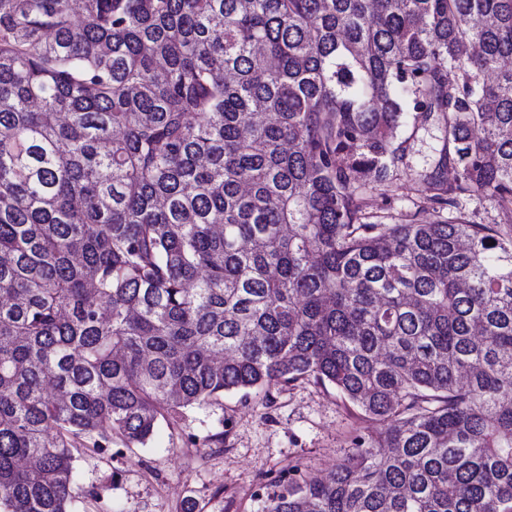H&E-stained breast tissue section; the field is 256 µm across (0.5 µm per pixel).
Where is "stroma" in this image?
I'll return each instance as SVG.
<instances>
[{
  "mask_svg": "<svg viewBox=\"0 0 512 512\" xmlns=\"http://www.w3.org/2000/svg\"><path fill=\"white\" fill-rule=\"evenodd\" d=\"M443 132L435 119L400 127L404 165L380 186L361 190L369 222L399 224L436 216L423 178L439 158ZM370 422L331 387L299 381L186 412L178 430L160 428L152 443L108 458L76 463V512H263L288 469L324 475ZM223 434L222 452L208 442Z\"/></svg>",
  "mask_w": 512,
  "mask_h": 512,
  "instance_id": "1",
  "label": "stroma"
}]
</instances>
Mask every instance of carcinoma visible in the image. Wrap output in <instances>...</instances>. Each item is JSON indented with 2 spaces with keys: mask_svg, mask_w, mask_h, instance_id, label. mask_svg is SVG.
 Returning a JSON list of instances; mask_svg holds the SVG:
<instances>
[{
  "mask_svg": "<svg viewBox=\"0 0 512 512\" xmlns=\"http://www.w3.org/2000/svg\"><path fill=\"white\" fill-rule=\"evenodd\" d=\"M80 3L0 0V512L300 380L378 428L267 512H512V0ZM408 112L450 212L365 222ZM458 209L477 224L506 227L498 200L491 197L460 196Z\"/></svg>",
  "mask_w": 512,
  "mask_h": 512,
  "instance_id": "carcinoma-1",
  "label": "carcinoma"
}]
</instances>
